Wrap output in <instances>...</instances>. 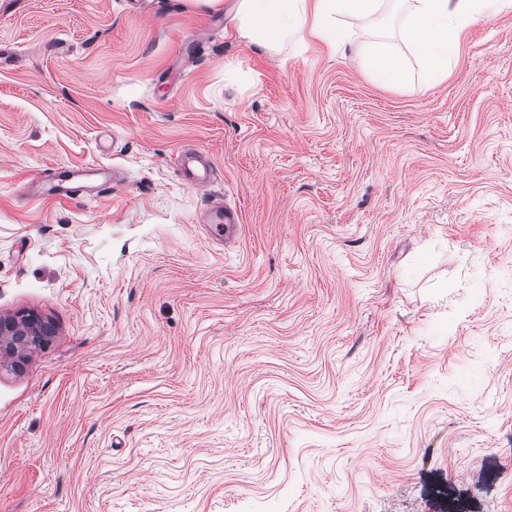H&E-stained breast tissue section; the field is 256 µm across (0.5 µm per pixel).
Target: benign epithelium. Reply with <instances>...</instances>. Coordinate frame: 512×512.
Returning <instances> with one entry per match:
<instances>
[{
    "mask_svg": "<svg viewBox=\"0 0 512 512\" xmlns=\"http://www.w3.org/2000/svg\"><path fill=\"white\" fill-rule=\"evenodd\" d=\"M54 333V326L35 312L1 315L0 369L22 370L30 354L47 347Z\"/></svg>",
    "mask_w": 512,
    "mask_h": 512,
    "instance_id": "7a95c632",
    "label": "benign epithelium"
}]
</instances>
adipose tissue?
<instances>
[{
	"label": "adipose tissue",
	"mask_w": 512,
	"mask_h": 512,
	"mask_svg": "<svg viewBox=\"0 0 512 512\" xmlns=\"http://www.w3.org/2000/svg\"><path fill=\"white\" fill-rule=\"evenodd\" d=\"M390 5L403 38L429 81L447 77L460 33L474 20L492 22L512 0H238L234 15L239 38L269 52L312 34L328 46L352 36L350 21L373 18ZM371 78L383 85L406 79L403 58L389 45L373 41L364 51Z\"/></svg>",
	"instance_id": "ef3b65f1"
}]
</instances>
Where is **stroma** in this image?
Instances as JSON below:
<instances>
[{
  "instance_id": "35a3bbf8",
  "label": "stroma",
  "mask_w": 512,
  "mask_h": 512,
  "mask_svg": "<svg viewBox=\"0 0 512 512\" xmlns=\"http://www.w3.org/2000/svg\"><path fill=\"white\" fill-rule=\"evenodd\" d=\"M233 4L0 11V314L56 328L0 372V512H512V9L382 85ZM62 165L115 177L27 192ZM195 158L187 153L179 152L174 157V165L181 172L187 185L202 186L211 181L213 168L211 164L194 165ZM208 220L206 224H213L218 231L224 230L226 237H233L238 231L240 215L237 207L230 205L212 206L206 208Z\"/></svg>"
}]
</instances>
